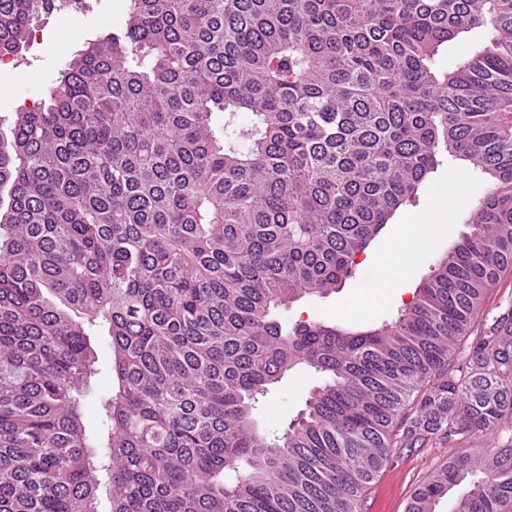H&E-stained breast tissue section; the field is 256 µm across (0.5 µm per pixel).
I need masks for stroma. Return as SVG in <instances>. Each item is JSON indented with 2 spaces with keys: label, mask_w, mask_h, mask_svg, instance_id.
<instances>
[{
  "label": "stroma",
  "mask_w": 512,
  "mask_h": 512,
  "mask_svg": "<svg viewBox=\"0 0 512 512\" xmlns=\"http://www.w3.org/2000/svg\"><path fill=\"white\" fill-rule=\"evenodd\" d=\"M128 0H84L80 6H63L41 15L30 26L23 48L5 56L0 70V129L10 130L15 113L41 106L49 99L58 71L84 48L87 42L127 23ZM485 181L460 162L447 161L434 170L420 186L414 203L397 213L382 234L357 256L353 274L336 290L323 297H311L281 309V321H341L355 326L379 325L394 320L409 304L415 290L433 263L467 232L466 219L472 202L484 192ZM416 225L410 247L395 244L400 225ZM385 253L386 263L375 267L368 255ZM400 281L405 293H377L386 278ZM96 351L99 373L94 388L83 402L82 418L89 431L101 422L98 396L113 385L112 355L107 337H98ZM318 382L317 375L301 368L278 383L262 400L254 416L257 425L271 433H282L305 407V400ZM512 440L505 432L476 433L456 444L432 438L425 447L391 456L388 463L363 494L359 512H406L419 484L448 457L463 451L501 448Z\"/></svg>",
  "instance_id": "35a3bbf8"
}]
</instances>
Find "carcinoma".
Instances as JSON below:
<instances>
[{
  "instance_id": "cac0c4a2",
  "label": "carcinoma",
  "mask_w": 512,
  "mask_h": 512,
  "mask_svg": "<svg viewBox=\"0 0 512 512\" xmlns=\"http://www.w3.org/2000/svg\"><path fill=\"white\" fill-rule=\"evenodd\" d=\"M54 4L0 0V56ZM446 154L485 192L398 317L282 326ZM2 184L0 512H357L393 449L512 431V313L456 363L512 272V0H129L16 113ZM299 367L321 383L272 439L255 407ZM461 485L452 512H512V444L448 458L406 512ZM489 32L485 28L472 29L461 35L460 40L449 42L440 47L436 57L438 69L447 71L453 69L466 49H478L487 44ZM96 351L99 357V374L96 376L94 388L83 402L82 418L86 428L96 431L101 422V408L97 395L112 389V355L109 347L108 336H99L96 341Z\"/></svg>"
}]
</instances>
